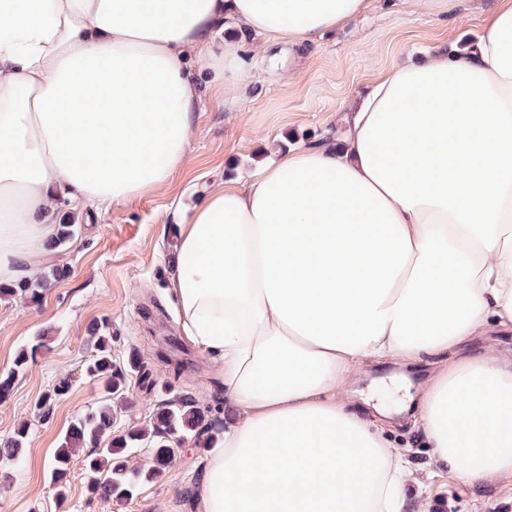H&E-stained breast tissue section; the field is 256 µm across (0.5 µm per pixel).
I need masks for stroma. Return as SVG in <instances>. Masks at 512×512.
Masks as SVG:
<instances>
[{"mask_svg": "<svg viewBox=\"0 0 512 512\" xmlns=\"http://www.w3.org/2000/svg\"><path fill=\"white\" fill-rule=\"evenodd\" d=\"M490 0H464L455 10L428 13L406 0H375L362 17L327 32L304 53L253 35L245 92L203 87L191 140V161L175 171L166 190L106 207H72L62 212L78 225L65 248L44 256L41 267L68 266V278L48 288L40 303L0 300V374L9 372L21 349L36 336L45 344L20 374L11 392L0 397V439L26 426L22 468L0 464V512H198L197 492L211 451L193 440L180 444L161 481L139 486L121 503L87 491L91 478L83 455L74 456L65 495H58L47 464L72 421L104 401L85 366L93 351L87 342L90 323L106 324L112 334V358L125 366L129 354L141 356L148 380L132 376L121 406L115 407L112 432L147 427L159 401L191 394L209 418L231 411L218 390L221 378L201 350L182 336L165 296L172 269L164 258L175 244L174 216L192 205L224 177L247 181L261 159L339 137L355 96L400 62L455 44L467 49L483 29ZM512 359V331L491 330L473 337L457 355ZM441 367L435 359L367 360L351 375L344 397L373 409L369 386L394 373L408 379L402 400L419 396ZM65 394L53 402L49 418L36 404L60 380ZM410 411L388 415L392 438L411 463L415 495L410 512H512V479L474 483L431 463L420 432L411 428Z\"/></svg>", "mask_w": 512, "mask_h": 512, "instance_id": "stroma-1", "label": "stroma"}]
</instances>
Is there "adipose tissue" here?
I'll return each mask as SVG.
<instances>
[{
	"label": "adipose tissue",
	"mask_w": 512,
	"mask_h": 512,
	"mask_svg": "<svg viewBox=\"0 0 512 512\" xmlns=\"http://www.w3.org/2000/svg\"><path fill=\"white\" fill-rule=\"evenodd\" d=\"M372 3L0 0V283L38 276L62 201L167 188L200 74L247 77L219 28L295 46ZM345 120L342 145L284 150L178 220L167 296L235 413L201 512H407L410 468L342 398L351 371L512 330V0L465 52L394 67ZM414 424L459 481L512 476V364L444 365Z\"/></svg>",
	"instance_id": "ef3b65f1"
}]
</instances>
